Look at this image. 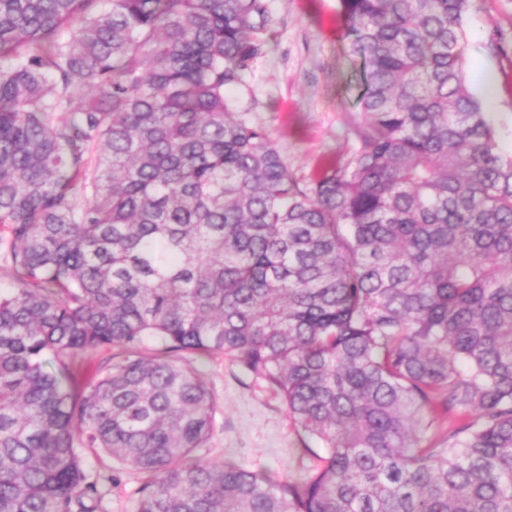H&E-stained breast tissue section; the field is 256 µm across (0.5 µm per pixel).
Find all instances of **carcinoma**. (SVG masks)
I'll use <instances>...</instances> for the list:
<instances>
[{
	"label": "carcinoma",
	"mask_w": 512,
	"mask_h": 512,
	"mask_svg": "<svg viewBox=\"0 0 512 512\" xmlns=\"http://www.w3.org/2000/svg\"><path fill=\"white\" fill-rule=\"evenodd\" d=\"M109 2L0 0V512H97L84 448L150 475L137 512H512V157L471 0H340L363 127L307 184L226 97L265 0ZM112 346L75 390L62 359ZM181 353L278 392L302 478L191 458L216 403Z\"/></svg>",
	"instance_id": "carcinoma-1"
}]
</instances>
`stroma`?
<instances>
[{"instance_id":"obj_1","label":"stroma","mask_w":512,"mask_h":512,"mask_svg":"<svg viewBox=\"0 0 512 512\" xmlns=\"http://www.w3.org/2000/svg\"><path fill=\"white\" fill-rule=\"evenodd\" d=\"M274 33L267 53L244 84L227 93L232 111L263 126L290 172L309 182L325 165L346 166L357 145L362 117L348 83L360 62L338 38L339 0H266ZM464 74L482 102L503 156H512V0H471L464 25ZM490 71L492 93L478 75ZM205 375L217 410L203 462L231 461L272 480L303 471L301 432L261 378L223 355H188ZM84 468L104 493L98 512H135L147 474L88 448Z\"/></svg>"}]
</instances>
